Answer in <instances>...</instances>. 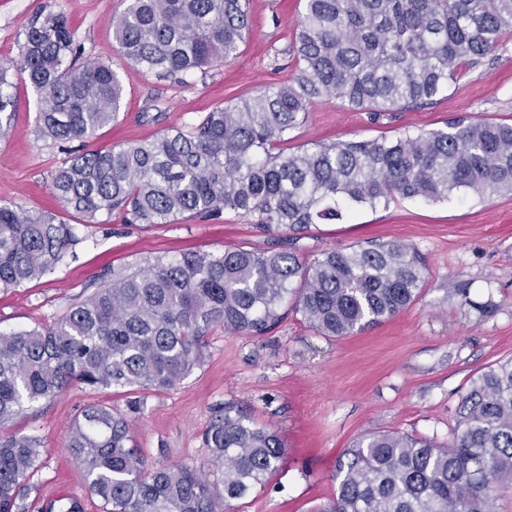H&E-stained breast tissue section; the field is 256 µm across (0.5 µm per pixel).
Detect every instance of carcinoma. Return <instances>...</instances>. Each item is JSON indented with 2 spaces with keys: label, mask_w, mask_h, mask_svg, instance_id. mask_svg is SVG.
Returning <instances> with one entry per match:
<instances>
[{
  "label": "carcinoma",
  "mask_w": 512,
  "mask_h": 512,
  "mask_svg": "<svg viewBox=\"0 0 512 512\" xmlns=\"http://www.w3.org/2000/svg\"><path fill=\"white\" fill-rule=\"evenodd\" d=\"M130 63L178 82L236 58L250 34L249 0H129L111 19ZM512 34V0H304L289 51L292 80L262 87L151 140L86 151L58 167L51 190L85 224L254 219L277 237L266 251L185 252L112 269L49 325L0 333V428L71 384L168 391L204 357L214 326L261 337L292 310L322 336L343 337L392 318L418 297L425 266L398 241L323 251L306 261L297 235L341 221L353 207L455 192L512 191V124L453 120L443 129L278 148L321 101L378 115L427 105L459 69ZM65 17H33L21 58L0 64V136L20 79L36 93L37 137L84 146L118 119L124 86L105 63L80 61ZM83 239L50 212L0 205V288L53 270ZM132 424L97 404L75 419L65 447L102 512H229L280 470L278 433L226 404L203 436L222 474L145 467ZM44 451L38 435L0 431V512H27L25 482ZM336 496L318 512H496L512 489V359L471 380L448 445L396 432L359 437L338 461Z\"/></svg>",
  "instance_id": "1"
}]
</instances>
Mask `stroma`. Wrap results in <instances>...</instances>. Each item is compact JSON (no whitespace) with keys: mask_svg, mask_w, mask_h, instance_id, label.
<instances>
[{"mask_svg":"<svg viewBox=\"0 0 512 512\" xmlns=\"http://www.w3.org/2000/svg\"><path fill=\"white\" fill-rule=\"evenodd\" d=\"M123 0H0V62L18 59L30 18L63 14L88 61L106 63L125 88L117 122L100 129L88 147L105 150L149 140L216 105L292 79L296 62L287 48L303 10L302 0H250L251 30L238 57L185 83L158 79L129 65L112 39L110 19ZM36 96L18 85L12 128L0 139V204L48 210L77 225L82 239L73 253L41 278L0 289V330L51 323L90 294L108 268L201 253L271 247V235L251 217L226 214L223 223L183 220L141 225L82 224L50 195L51 174L69 157L35 133ZM512 122V37L475 67L462 68L433 104L379 117L316 104L292 132L289 151L356 139L395 137L438 129L451 120ZM397 240L414 247L426 266L418 300L399 315L340 338L321 336L288 314L268 335L209 330L203 364L176 389L146 392L132 416L136 453L148 466H204L202 433L215 411L232 402L279 432L288 458L264 488L234 501L232 512H312L332 498L336 460L357 437L397 431L447 443L472 378L512 358V192L490 198L455 195L441 202L401 199L389 207L353 208L333 224L312 226L299 240L305 258L322 250L356 249ZM471 283L470 304L450 289ZM117 388L73 385L40 401L9 425V432L42 437V462L27 483L29 512L79 500L83 512H101L87 492L82 468L64 446L80 412L93 404L126 411Z\"/></svg>","mask_w":512,"mask_h":512,"instance_id":"35a3bbf8","label":"stroma"}]
</instances>
